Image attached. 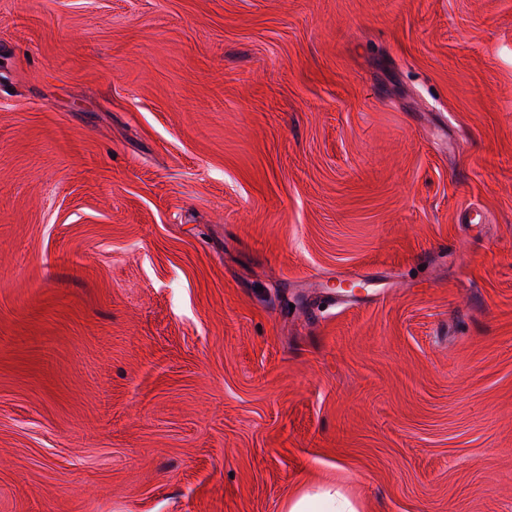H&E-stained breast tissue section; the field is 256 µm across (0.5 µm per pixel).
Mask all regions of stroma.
Returning <instances> with one entry per match:
<instances>
[{"label": "stroma", "mask_w": 512, "mask_h": 512, "mask_svg": "<svg viewBox=\"0 0 512 512\" xmlns=\"http://www.w3.org/2000/svg\"><path fill=\"white\" fill-rule=\"evenodd\" d=\"M328 484L512 512V0H0V512Z\"/></svg>", "instance_id": "stroma-1"}]
</instances>
